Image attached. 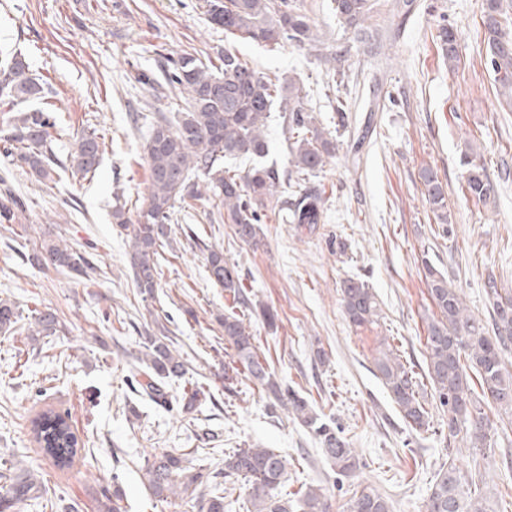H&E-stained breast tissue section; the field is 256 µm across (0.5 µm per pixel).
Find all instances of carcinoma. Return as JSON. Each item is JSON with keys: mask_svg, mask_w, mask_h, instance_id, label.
Segmentation results:
<instances>
[{"mask_svg": "<svg viewBox=\"0 0 512 512\" xmlns=\"http://www.w3.org/2000/svg\"><path fill=\"white\" fill-rule=\"evenodd\" d=\"M212 24L234 38L265 45L292 42L302 48L316 41L310 18L299 6L288 0H206ZM372 0H333L337 22L345 31L358 36L365 32V23L372 18ZM482 26L486 41L487 61L494 81L506 103L512 105V17L503 8V0H485ZM435 40L442 56L453 68L460 61L457 32L440 25ZM218 64L205 65L191 54L175 61L167 71L166 81L184 95L181 118L171 123L158 113L145 144L148 163L149 193L146 206L130 223L125 213L116 209L113 219L130 236V269L143 298L154 297L160 278L159 250L169 239V224L175 204L185 198H196L201 192L191 186L190 174L201 173L208 179L205 189L219 198L236 234L245 243L261 242L260 212L277 194L278 173L264 163L268 154L266 128L275 110L288 114L291 137V163L296 174L307 176L321 169L335 151L333 139L319 128L304 107L303 88L290 83L279 85L258 73L247 62L226 50L216 55ZM44 83L29 74L25 59L13 55L0 67V103L17 107L45 100ZM51 116L34 108L11 125L0 136V152L11 158L13 165L26 167L40 180L52 178L58 158L53 149ZM104 142L95 132L81 133L71 174L87 179L95 175L103 154ZM249 157L254 161L247 172L218 167L220 156ZM468 168L467 191L485 201L494 193L493 183L483 166L464 153ZM425 198L432 212L442 223H448L446 192L438 175L431 169L421 173ZM0 194V224H10L22 210L21 199L7 186ZM323 200L313 192H304L290 209L292 224H318L322 219ZM29 262L50 264L83 277L94 267L79 251L66 244L48 240L40 252L26 257ZM210 279L233 296L242 293L243 284L235 267L224 260V253L211 249L206 257ZM422 266L428 290L439 316L428 324L427 377L433 386L440 407L448 412V438L463 432L475 449L487 446L489 423L481 402L512 413V373L502 366V353L512 344V296L502 294L497 279L488 277L484 292L494 313V329L483 323L464 307L459 293L448 285L446 277L427 258ZM342 311L348 321L361 327L376 316L375 297L369 286L348 278L341 285ZM17 322L13 304L0 300V333L8 332ZM37 332L54 336L65 330L58 316L50 311H34ZM224 342L234 351L233 363L224 367V388L232 390L239 375L261 386L273 403L288 410L295 419L309 428L318 439L326 459L341 476H351L359 467L356 449L335 426L322 420L309 400L298 391L277 381L267 360L256 346L250 326L238 315H224ZM378 378L388 390L405 422L414 429L428 425L429 412L418 396V381L413 368L400 356L386 349L375 360ZM187 369L173 354L170 344L154 336L148 337L144 358L133 369L134 389L139 396L155 404L169 401L166 387L174 379L185 377ZM481 397H476L475 386ZM34 443L42 454L59 468L72 465L83 449L67 418L53 410L40 413L31 421ZM287 461L269 448H235L224 455V469L214 473L190 472L185 458L175 450H163L147 464L145 475L153 494L161 499L176 494L177 486L195 488L209 478L220 475L243 478L248 484L254 512H288V505L274 498L272 491L281 483ZM462 471L453 465L442 471L430 488L425 512H489L486 499L474 496L467 489ZM123 499L117 477H112V498L99 502L100 512H120ZM31 500L48 501V488L29 470L6 479L0 488V512H10L16 505ZM350 512H393L392 503L364 487L349 506ZM301 512H329L323 492L308 488L301 494Z\"/></svg>", "mask_w": 512, "mask_h": 512, "instance_id": "carcinoma-1", "label": "carcinoma"}]
</instances>
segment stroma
<instances>
[{"instance_id":"stroma-1","label":"stroma","mask_w":512,"mask_h":512,"mask_svg":"<svg viewBox=\"0 0 512 512\" xmlns=\"http://www.w3.org/2000/svg\"><path fill=\"white\" fill-rule=\"evenodd\" d=\"M319 35L316 49L265 46L226 36L210 24L205 0H0V43L24 56L33 76L47 83V109L61 161H69L84 132L105 142L103 162L90 180L60 173L41 181L0 155L23 199L11 230L0 228V299L19 313L0 335V464L37 465L53 512H99L113 483L126 512H200L201 496L159 500L144 477L145 461L164 449L183 453L188 466L224 464L229 448H270L288 461L276 498L300 512L308 486L322 489L330 512H349L367 486L393 512H424L430 487L447 462L472 478L474 494L492 512H512V415L488 405L490 446L473 450L464 437L448 438V416L425 376L427 322L435 311L422 272L429 259L447 273L469 314L491 323L483 283L495 277L512 294V109L497 94L486 63L483 0H376L370 42L339 27L332 0H299ZM457 29L461 61L449 69L433 37L438 25ZM230 49L256 71L307 94L305 106L337 149L320 170L298 181L281 113L267 129L268 164L280 176L278 196L261 223L255 248L234 234L223 205L206 196L178 204L152 300L139 294L128 264L129 238L114 224L123 206L135 218L148 193L144 153L156 112L177 120L179 96L165 81L167 59L193 54L202 61ZM152 84L140 82V74ZM350 103L339 126L337 98ZM472 150L495 186L487 201L465 190V150ZM437 172L447 192L448 220L440 222L424 197L423 169ZM324 201L320 223L285 219V204L301 188ZM52 239L90 254L98 266L87 279L21 262ZM223 251L244 280L246 299L234 302L215 286L207 252ZM372 289L377 315L362 327L346 320L343 280ZM276 313V329L259 317ZM55 311L66 330L35 334L32 310ZM235 312L250 323L256 343L278 380L313 403L351 442L360 467L336 474L315 436L260 386L238 378L224 388L220 320ZM150 336H166L187 368L171 381L209 392L189 414L141 399L128 376ZM391 348L418 375L427 427L412 429L377 376L374 359ZM326 361H319V354ZM52 409L67 415L85 444L71 467L43 457L30 422ZM215 434L214 447L199 441Z\"/></svg>"}]
</instances>
